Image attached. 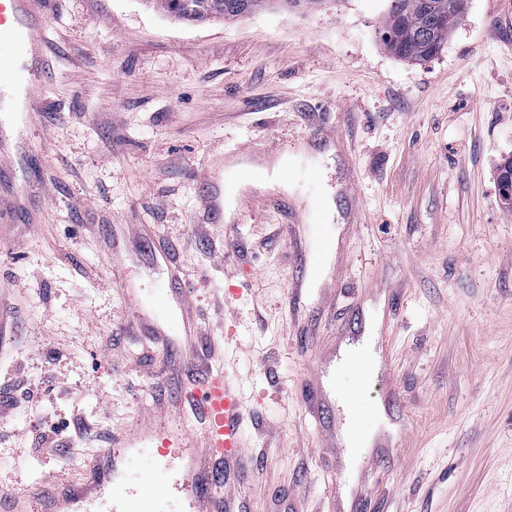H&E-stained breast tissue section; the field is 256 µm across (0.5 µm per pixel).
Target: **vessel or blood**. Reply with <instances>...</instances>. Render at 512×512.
I'll use <instances>...</instances> for the list:
<instances>
[{"instance_id":"vessel-or-blood-1","label":"vessel or blood","mask_w":512,"mask_h":512,"mask_svg":"<svg viewBox=\"0 0 512 512\" xmlns=\"http://www.w3.org/2000/svg\"><path fill=\"white\" fill-rule=\"evenodd\" d=\"M42 0H0V39L13 47H26L38 61L26 88L25 125L33 128L39 121L34 101L41 85V68L50 60L46 24L41 18ZM167 332L178 337L185 349H192L197 326L190 309L168 320ZM347 365L357 385L347 404V412L356 422H364L374 406L364 391L372 374V358L362 350L350 352ZM202 423L195 432L181 423H155L146 419L130 429L110 431L94 473L83 482L71 483L61 491L31 490L0 497V512H133L147 502V512H213L211 488L218 477L213 461L232 462L245 453L240 428L245 419L237 391L220 371H209L192 389L180 394ZM132 449L152 456L166 473L162 496L145 497L139 480L122 475L115 449Z\"/></svg>"}]
</instances>
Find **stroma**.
I'll return each mask as SVG.
<instances>
[{
    "label": "stroma",
    "mask_w": 512,
    "mask_h": 512,
    "mask_svg": "<svg viewBox=\"0 0 512 512\" xmlns=\"http://www.w3.org/2000/svg\"><path fill=\"white\" fill-rule=\"evenodd\" d=\"M389 6L185 23L150 0H44L41 136L12 161L29 197L0 221V485L62 487L80 469L52 424L93 428V457L112 427L179 413L212 368L246 410L247 452L220 467L238 512H512V27L495 24L512 0H466L425 61L385 48ZM282 158L290 191L240 186ZM220 165L261 199L229 212L231 235L201 206ZM327 205L334 284L292 294L313 249L297 225ZM160 241L190 290L188 367L150 348ZM360 334L388 362L354 458L327 448L305 381Z\"/></svg>",
    "instance_id": "1"
}]
</instances>
